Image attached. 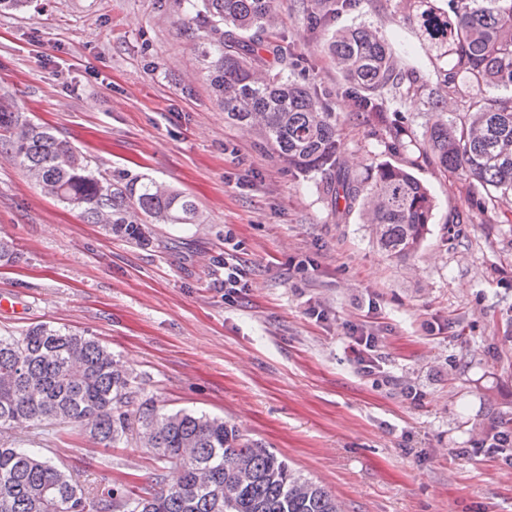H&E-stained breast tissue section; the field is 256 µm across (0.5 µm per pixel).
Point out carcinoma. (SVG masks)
Returning <instances> with one entry per match:
<instances>
[{"instance_id":"cac0c4a2","label":"carcinoma","mask_w":512,"mask_h":512,"mask_svg":"<svg viewBox=\"0 0 512 512\" xmlns=\"http://www.w3.org/2000/svg\"><path fill=\"white\" fill-rule=\"evenodd\" d=\"M306 19L322 18L358 0H305ZM402 0L433 75L399 66L389 40L368 25L336 30L326 52L347 83L353 111L386 133L382 162L358 179L341 173L343 144L328 95L274 70L273 0H180L187 21L202 30L198 51L225 119L255 131L320 188L339 212L360 205L377 246L397 260L419 252L435 201L412 173L423 165L475 182L493 205L512 198V0ZM417 102L434 119L418 135L396 119L393 103ZM459 103L450 112L448 103ZM14 158L49 197L80 210L127 240L146 246L151 224H195V201L151 179L114 183L48 128L19 122L0 107ZM134 377L95 337L39 323L0 335V512H345L325 488L221 418L168 412L138 400ZM40 423L89 430L112 447L136 433L161 469L178 480L148 496L118 488L86 489L68 470L5 433Z\"/></svg>"}]
</instances>
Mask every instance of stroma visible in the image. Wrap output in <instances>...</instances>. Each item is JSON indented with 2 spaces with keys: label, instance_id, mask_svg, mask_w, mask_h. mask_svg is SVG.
Listing matches in <instances>:
<instances>
[{
  "label": "stroma",
  "instance_id": "1",
  "mask_svg": "<svg viewBox=\"0 0 512 512\" xmlns=\"http://www.w3.org/2000/svg\"><path fill=\"white\" fill-rule=\"evenodd\" d=\"M289 74L330 96L342 164L388 161L357 120L324 51L337 28H378L404 62L433 67L400 0H358L310 28L276 0ZM178 0H30L0 12V104L49 126L115 182L148 177L189 195L196 224L152 225L139 246L45 196L0 130V333L38 323L93 334L133 372L140 399L224 418L286 459L347 512H512V205L482 207L466 183L416 169L435 200L421 252L397 261L358 213L332 214L315 176L288 170L224 119ZM244 277L224 295V258ZM318 307L323 318L309 315ZM379 338L354 361L344 326ZM83 485L156 490L137 438L106 448L84 431L20 432Z\"/></svg>",
  "mask_w": 512,
  "mask_h": 512
}]
</instances>
